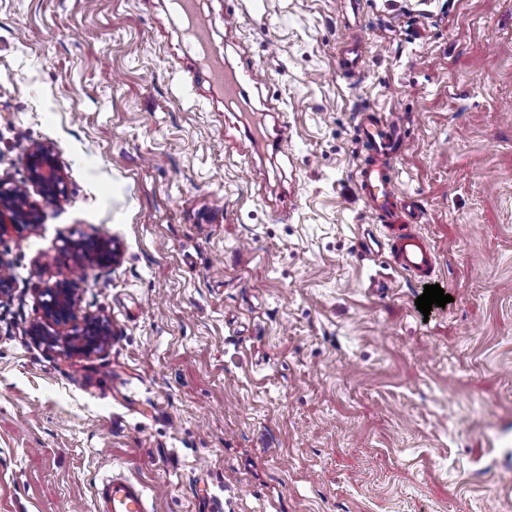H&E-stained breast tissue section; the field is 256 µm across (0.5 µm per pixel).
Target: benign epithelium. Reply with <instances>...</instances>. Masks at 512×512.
<instances>
[{"label": "benign epithelium", "instance_id": "benign-epithelium-1", "mask_svg": "<svg viewBox=\"0 0 512 512\" xmlns=\"http://www.w3.org/2000/svg\"><path fill=\"white\" fill-rule=\"evenodd\" d=\"M27 181L21 187L0 177V237L41 223L42 212L31 200L30 189H35L44 201L54 203L65 198L67 188L59 161L52 148L34 145L27 154ZM76 266H108L117 261L119 249L110 241H98L88 247L80 240H65ZM74 277H62L38 293L41 317L32 323L27 335L37 345L55 349L66 356H90L102 351L112 336L111 324L99 316L78 320V297ZM13 278L10 263L0 256V302L11 298Z\"/></svg>", "mask_w": 512, "mask_h": 512}]
</instances>
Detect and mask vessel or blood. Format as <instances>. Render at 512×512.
<instances>
[{"label":"vessel or blood","instance_id":"b4317fda","mask_svg":"<svg viewBox=\"0 0 512 512\" xmlns=\"http://www.w3.org/2000/svg\"><path fill=\"white\" fill-rule=\"evenodd\" d=\"M177 12L187 20V36L201 56L208 80L224 91L225 102L235 101L240 92L237 75L224 65V58L211 46L209 26L202 18L198 0H174ZM358 135L369 152V159L357 172L358 188L369 209L384 231L376 245L386 251L393 268L416 281L431 278L436 272L437 257L433 247L415 232L409 221L416 209L409 195L399 191L385 172L382 162L403 146L398 117L380 122L372 112L359 115ZM95 512H149L144 486L125 475L117 474L103 481L97 489Z\"/></svg>","mask_w":512,"mask_h":512}]
</instances>
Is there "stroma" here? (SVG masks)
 Listing matches in <instances>:
<instances>
[{
    "mask_svg": "<svg viewBox=\"0 0 512 512\" xmlns=\"http://www.w3.org/2000/svg\"><path fill=\"white\" fill-rule=\"evenodd\" d=\"M264 137L205 78L171 0H0V176L50 145L67 198L0 238V512H512V0H201ZM357 23L361 66L337 68ZM452 300L366 249L358 115ZM288 131V143L279 140ZM108 347L27 336L74 265ZM93 247H88L80 240H65L64 247L73 252L76 266H108L117 261L119 249L112 241H98ZM95 512H149L145 487L123 474H112L96 490Z\"/></svg>",
    "mask_w": 512,
    "mask_h": 512,
    "instance_id": "stroma-1",
    "label": "stroma"
}]
</instances>
